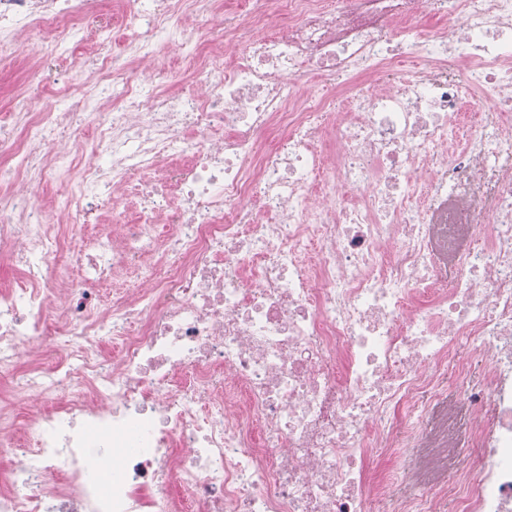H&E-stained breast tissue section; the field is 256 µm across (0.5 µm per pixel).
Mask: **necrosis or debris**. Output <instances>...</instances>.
Listing matches in <instances>:
<instances>
[{"instance_id":"necrosis-or-debris-1","label":"necrosis or debris","mask_w":512,"mask_h":512,"mask_svg":"<svg viewBox=\"0 0 512 512\" xmlns=\"http://www.w3.org/2000/svg\"><path fill=\"white\" fill-rule=\"evenodd\" d=\"M124 3L61 109L0 113V512H370L377 448L415 451L388 512H512V0H241L206 47L216 0ZM89 28L0 0V62ZM163 48L201 83L131 75ZM461 338L487 373L440 481Z\"/></svg>"}]
</instances>
